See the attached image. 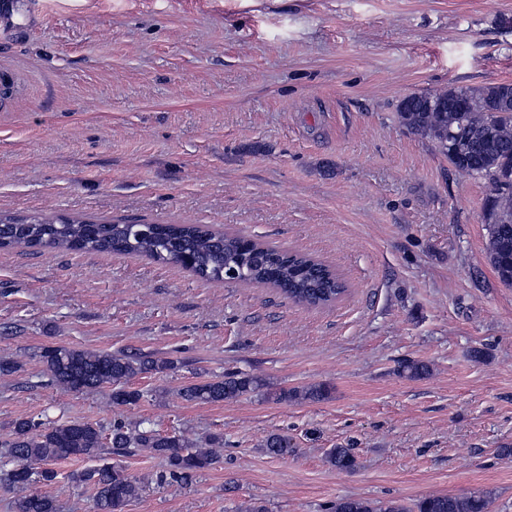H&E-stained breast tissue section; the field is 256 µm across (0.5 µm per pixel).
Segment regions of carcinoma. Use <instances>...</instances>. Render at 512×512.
Masks as SVG:
<instances>
[{
  "label": "carcinoma",
  "mask_w": 512,
  "mask_h": 512,
  "mask_svg": "<svg viewBox=\"0 0 512 512\" xmlns=\"http://www.w3.org/2000/svg\"><path fill=\"white\" fill-rule=\"evenodd\" d=\"M499 83L482 88L448 89L409 96L431 101L424 112L398 116L412 134L428 138L442 148L448 162L458 171L482 178L490 186L485 205L486 253L499 281L512 287V106L504 105ZM0 248H50L104 254H136L159 263H175L205 281L231 279L278 289L287 298L311 307L335 303L345 285L327 264L301 254H290L257 240L226 235L208 224H125L65 217L17 218L0 213ZM52 384L67 391L84 393L112 386V403L129 406L142 394L126 384L146 373H162L175 362L150 354L106 352L65 345L46 346L39 354ZM430 367L419 361L400 366L399 374L409 379L429 375ZM264 386L256 376L227 372L189 384L179 396L189 402L219 403L237 399ZM327 394L322 386L302 390H281L278 400L302 398L320 400ZM117 450L146 449L165 462L160 475L164 483L186 484L194 474L212 466L224 447V438L213 435L207 447H197L182 434L162 435L152 429L130 426L122 421L112 425L108 435L87 422L58 423L47 418H22L12 423V438L0 446V459L12 464L11 484H49L58 478L53 465L64 459L81 458L94 465L72 474V479L93 492L96 512H125L139 495L141 479L130 475L119 462L104 458L106 447ZM271 456L291 452L288 438L271 434L265 441ZM327 462L344 471L354 469L356 460L349 448H331ZM485 492L462 496L432 494L420 499L416 512H489ZM334 512H407L390 502L374 505L347 498L336 502ZM56 501L42 493L21 498L17 512H57Z\"/></svg>",
  "instance_id": "carcinoma-1"
}]
</instances>
